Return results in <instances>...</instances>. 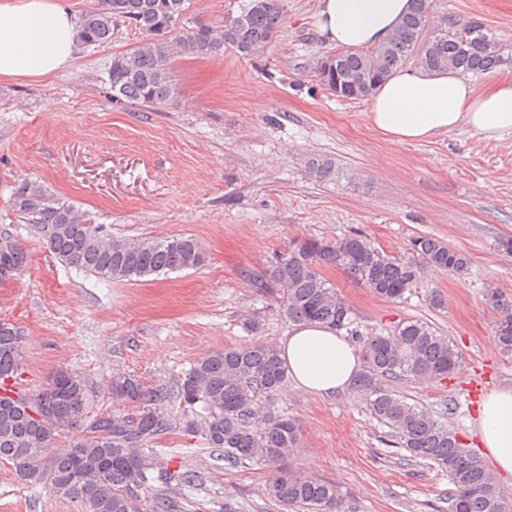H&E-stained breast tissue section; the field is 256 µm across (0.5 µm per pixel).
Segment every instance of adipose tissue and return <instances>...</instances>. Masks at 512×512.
<instances>
[{
	"mask_svg": "<svg viewBox=\"0 0 512 512\" xmlns=\"http://www.w3.org/2000/svg\"><path fill=\"white\" fill-rule=\"evenodd\" d=\"M413 0H320L318 26L330 44L366 50L384 44ZM79 19L62 0H0V79H34L68 69L78 50ZM370 124L396 143L425 141L467 127L483 140L512 137V81L480 93L452 70L402 68L370 99ZM295 387L331 397L363 366L342 331L317 321L294 324L277 346ZM477 433L492 465L512 475V387L484 397Z\"/></svg>",
	"mask_w": 512,
	"mask_h": 512,
	"instance_id": "adipose-tissue-1",
	"label": "adipose tissue"
}]
</instances>
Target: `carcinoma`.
I'll list each match as a JSON object with an SVG mask.
<instances>
[{"label": "carcinoma", "mask_w": 512, "mask_h": 512, "mask_svg": "<svg viewBox=\"0 0 512 512\" xmlns=\"http://www.w3.org/2000/svg\"><path fill=\"white\" fill-rule=\"evenodd\" d=\"M186 2L99 0L81 14L79 40L87 45L110 42L120 22L143 36L135 49L112 57L108 81L113 99L149 108L164 105L174 94L168 73L173 57L222 56L226 48L253 57L268 47L285 20L282 0H244L237 13L224 18L223 27L197 21L170 38ZM414 3L385 44L319 58L314 69L321 84L338 98L365 100L409 61L427 70L475 76L503 64L498 39L482 24L450 20L435 26L431 0ZM10 203L19 217L37 225L59 260L105 279L139 280L199 269L207 262L202 245L191 236L113 239L104 234V225L27 180L16 184ZM6 254L11 262H0V280L29 263L25 247L5 228L0 230V258ZM468 264L464 253L433 238L418 237L412 255L395 257L352 232L333 245L316 240L294 244L263 273L245 270L243 276L259 291L281 288L280 307L288 321H319L354 335L351 308L321 274L322 267H342L377 296L395 301L418 286L424 268L462 274ZM493 306L498 345L512 355V300L498 296ZM23 355V331L0 320V461L9 462L18 476L29 475L26 484L78 502L82 512H171L169 499L148 501L141 492L152 482L192 480L187 471H170L150 448L174 425L168 410L172 403L190 411L197 404L207 409L201 421L188 420L184 427L224 452L231 468L247 469L258 461L276 464L299 448V430L290 419L268 416L261 428L250 426L256 394L271 398L287 379L270 344L251 340L216 350L199 359L173 389H149L138 376L118 373L110 391L119 409L94 415L88 382L66 370L57 371L47 388L23 390ZM362 359L354 389L397 447L448 473V512H502L498 485L458 432L434 412L378 384L381 377H448L459 359L452 342L428 324L408 320L387 335L366 337ZM266 492L285 512H342L336 485L298 470L277 469Z\"/></svg>", "instance_id": "cac0c4a2"}]
</instances>
